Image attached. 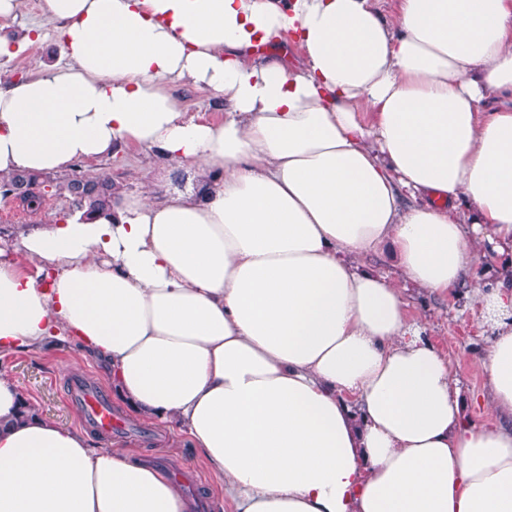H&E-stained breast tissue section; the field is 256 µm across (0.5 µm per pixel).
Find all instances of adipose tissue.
I'll list each match as a JSON object with an SVG mask.
<instances>
[{"label": "adipose tissue", "instance_id": "ef3b65f1", "mask_svg": "<svg viewBox=\"0 0 512 512\" xmlns=\"http://www.w3.org/2000/svg\"><path fill=\"white\" fill-rule=\"evenodd\" d=\"M379 3L46 0L68 65L0 85V175L131 147L198 175L19 230L0 351L77 341L132 416L188 434L233 512H512V0ZM287 36L293 68L268 51ZM182 81L223 121L183 112ZM410 284L489 313L490 424ZM22 403L0 374V512H189ZM169 91L183 105L185 112L196 120L219 122L224 119V103L199 86L179 83L169 87Z\"/></svg>", "mask_w": 512, "mask_h": 512}]
</instances>
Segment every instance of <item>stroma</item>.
Listing matches in <instances>:
<instances>
[{
  "label": "stroma",
  "mask_w": 512,
  "mask_h": 512,
  "mask_svg": "<svg viewBox=\"0 0 512 512\" xmlns=\"http://www.w3.org/2000/svg\"><path fill=\"white\" fill-rule=\"evenodd\" d=\"M64 61L53 42L29 44L13 57L0 58V82L6 84L29 78L45 66ZM170 92L196 120H223L224 104L208 90L179 83L171 85ZM73 169L88 176L111 177L129 193L146 187L145 160L135 148L76 162ZM71 211V202L64 196L46 197L41 209L34 214L18 208L13 198L0 197V246L10 245L21 228L56 222ZM406 296L409 313L422 336L447 354L461 391L473 398L469 410L471 418L478 423L486 421L480 400L487 376L480 358L489 346L491 328L479 304L462 295L431 296L413 288L408 289ZM0 373L15 382L23 398L35 406L41 416L80 430H86L82 409L69 399V383L80 378L91 381L104 392L112 390L98 361L84 355L77 344L54 338L36 351L0 352ZM124 423V433L110 441L96 432L86 431L91 446L104 448L111 444L127 449L136 459L158 463L160 470L170 477L181 469H192L197 477L194 493L209 502V512H231L224 499L223 481L201 462L188 437L175 424L131 416L125 417Z\"/></svg>",
  "instance_id": "obj_1"
}]
</instances>
